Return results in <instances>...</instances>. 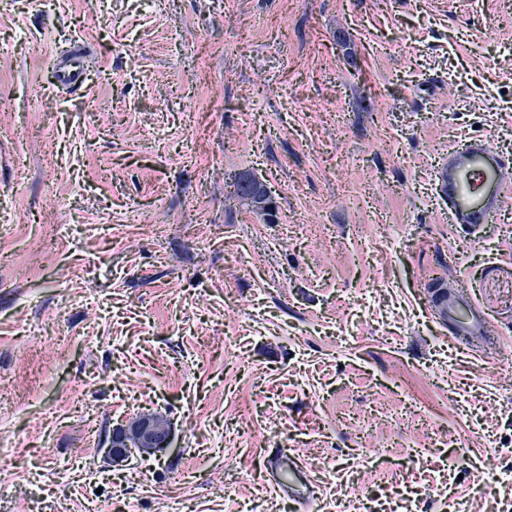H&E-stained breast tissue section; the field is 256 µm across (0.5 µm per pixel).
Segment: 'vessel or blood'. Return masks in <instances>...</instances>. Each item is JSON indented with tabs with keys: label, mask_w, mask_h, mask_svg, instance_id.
Returning a JSON list of instances; mask_svg holds the SVG:
<instances>
[{
	"label": "vessel or blood",
	"mask_w": 512,
	"mask_h": 512,
	"mask_svg": "<svg viewBox=\"0 0 512 512\" xmlns=\"http://www.w3.org/2000/svg\"><path fill=\"white\" fill-rule=\"evenodd\" d=\"M88 80L83 50L57 57L51 84L56 88L83 89ZM437 195L448 205L449 223L468 235L481 233L500 216L505 198L512 193V157L498 152L480 135L470 136L449 148L437 171ZM430 308L448 327L449 339L460 346L485 338L493 320L469 297L464 286L434 287L428 292ZM265 472L269 489L296 499L314 481L309 463L296 454L269 459Z\"/></svg>",
	"instance_id": "b4317fda"
}]
</instances>
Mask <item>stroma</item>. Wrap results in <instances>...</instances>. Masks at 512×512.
<instances>
[{"label":"stroma","instance_id":"obj_1","mask_svg":"<svg viewBox=\"0 0 512 512\" xmlns=\"http://www.w3.org/2000/svg\"><path fill=\"white\" fill-rule=\"evenodd\" d=\"M475 133L512 155V0H0V512H296L291 450L307 512H512V197L472 237L434 189ZM145 417L175 450L109 455ZM51 79L53 87L82 90L88 80L83 50L57 57L53 62ZM233 200L264 217H272L277 208L267 186L255 175L243 173L233 181ZM428 304L438 319L448 325V338L459 346H470L477 338L486 339L493 320L481 309L464 286H436L428 290ZM265 472L268 476L267 487L278 497L287 495L296 501V497L309 491L314 482L313 469L309 463L296 454H278L267 461Z\"/></svg>","mask_w":512,"mask_h":512}]
</instances>
